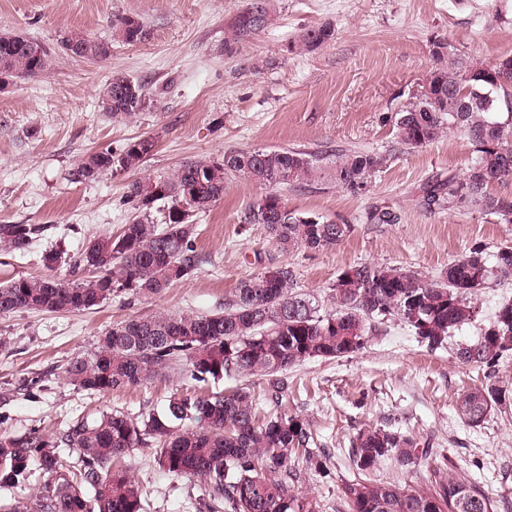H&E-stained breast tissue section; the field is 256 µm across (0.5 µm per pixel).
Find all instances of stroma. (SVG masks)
I'll list each match as a JSON object with an SVG mask.
<instances>
[{
  "mask_svg": "<svg viewBox=\"0 0 512 512\" xmlns=\"http://www.w3.org/2000/svg\"><path fill=\"white\" fill-rule=\"evenodd\" d=\"M245 0H0V34L20 32L49 54L45 75L17 80L0 93V224H40L44 231L22 255L0 251V283L46 273L43 252L58 253V275L69 257L97 235L119 234L135 216L133 181L170 174L184 162L217 159L225 151L297 148L326 155L374 151L385 163L366 189L351 192L324 180L289 187V209L352 225V234L327 251H281L244 213L260 188L227 183L224 197L195 217L198 256L193 275L153 298L125 292L87 311L27 310L0 314V434L32 428L61 431L80 418L120 411L140 419L162 412L180 394L221 393L237 377L199 384L182 373L109 394L91 393L63 377L72 357L90 355L113 325L158 312L212 314L230 303L241 280L268 266L289 267L300 290L324 309L345 267L379 263L437 277L470 248L487 254L512 247V224L476 210L425 207L433 177L464 174L472 146L451 132L410 149L394 130L400 106L420 93L442 39L474 61L512 55V0H278L265 31L233 51L224 30ZM147 30L144 41L113 37L115 19ZM331 24L334 39L312 52L289 51L305 29ZM71 30L112 44L111 56L88 61L65 53ZM145 84L147 105L130 122L105 112L100 91L113 72ZM149 137L153 152L135 169L93 180L75 175L86 154L120 153ZM386 206L396 224H370L366 214ZM512 299V280L477 296L475 321L444 345L428 349L396 323L365 349L339 360H309L284 372L279 411L305 418L311 456L323 467L291 458L300 479L293 490L313 497L319 512H346L339 486L352 478L351 442L368 426H383L429 443L453 473L512 502V407L493 411L477 427L463 424L457 403L472 385L491 382L512 392V359L493 369L462 364L456 348L477 340L497 306ZM128 463L150 492V512H205L200 482L176 479L156 465L150 447ZM434 460L413 468L386 461L373 476L417 490L431 485Z\"/></svg>",
  "mask_w": 512,
  "mask_h": 512,
  "instance_id": "1",
  "label": "stroma"
}]
</instances>
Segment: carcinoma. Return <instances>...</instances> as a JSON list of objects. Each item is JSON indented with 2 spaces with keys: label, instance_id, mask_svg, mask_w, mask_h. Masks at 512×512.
<instances>
[{
  "label": "carcinoma",
  "instance_id": "1",
  "mask_svg": "<svg viewBox=\"0 0 512 512\" xmlns=\"http://www.w3.org/2000/svg\"><path fill=\"white\" fill-rule=\"evenodd\" d=\"M276 0H246L224 32V47L234 48L271 26ZM113 36L134 44L146 38L142 24L130 18L112 23ZM329 25L302 31L289 50L311 52L332 41ZM64 51L96 61L111 53L107 42L80 32L61 38ZM434 69L427 91L412 97L394 117L395 135L408 148L430 144L455 131L473 147L474 159L463 175L448 173L423 188L425 205L448 210L477 209L512 224V201L489 187L512 177V69L489 65L457 53L447 42L431 43ZM49 55L37 41L20 34L0 35V73L15 78L48 71ZM106 112L117 122L136 118L147 103L144 86L114 73L101 90ZM506 104L508 119L495 114ZM155 147L151 138L127 143L115 154L95 152L81 160L76 176L93 180L114 169L139 164L136 145ZM385 158L354 151L324 163L314 152L295 148L229 150L220 159H197L156 180L135 181L129 197L139 214L117 235L89 238L72 265L89 276L70 279L54 274L56 252L42 255L51 274L19 277L0 285V314L22 310L85 311L129 291L139 297L160 294L191 276L197 267L192 217L224 196L232 178L259 185L261 193L247 208L244 221L262 224L280 249L323 251L340 245L350 224L288 208L284 188L327 179L350 191L367 188ZM162 201V221L153 217ZM372 224H396L399 215L376 207ZM44 230L39 224H0V250L27 252ZM512 280V249L487 256L476 246L448 265L436 278L402 267L361 263L336 278L335 307L322 309L315 297L296 289L286 267H267L242 280L235 299L214 314L159 313L137 317L108 329L93 354L70 359L63 370L74 386L106 394L140 385L168 372L185 373L198 383L224 377H260L270 381L265 396L279 402L277 376L310 359L347 357L348 338L365 348L379 325L394 319L436 350L453 333L472 323L477 293L494 281ZM475 367H494L512 357V300L498 305L493 320L473 343L456 350ZM506 404V391L487 382L470 389L457 412L468 426ZM309 425L297 416L260 415L256 395L241 386L224 395L178 396L161 414L138 420L120 411L98 419L70 423L57 435L31 429L0 436V487L29 480L33 467L46 477L38 495L4 507V512H147V490L123 459L141 445L155 444L157 466L176 479L199 481L208 512H317L314 499L291 489L290 454L308 449ZM75 450L66 463L58 448ZM437 455L428 444L382 427L361 430L349 456L357 476L339 487L350 512H498V501L480 486L448 472V458L434 467L428 491L369 478L382 462L412 468Z\"/></svg>",
  "mask_w": 512,
  "mask_h": 512
}]
</instances>
